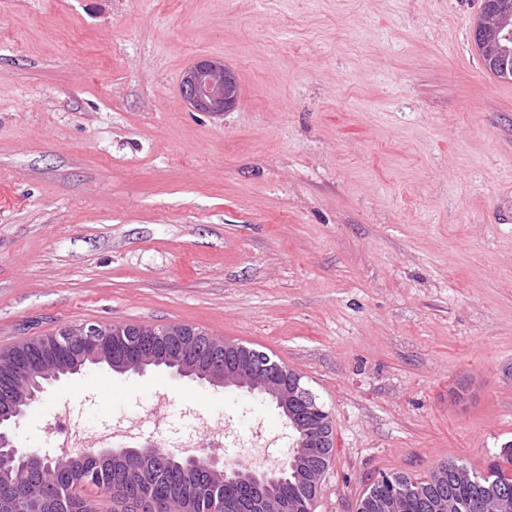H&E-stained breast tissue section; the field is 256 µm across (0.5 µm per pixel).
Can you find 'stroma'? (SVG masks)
Instances as JSON below:
<instances>
[{
    "label": "stroma",
    "instance_id": "35a3bbf8",
    "mask_svg": "<svg viewBox=\"0 0 512 512\" xmlns=\"http://www.w3.org/2000/svg\"><path fill=\"white\" fill-rule=\"evenodd\" d=\"M483 0H0V351L85 321L189 324L298 372L334 452L314 512L381 475L485 470L512 440V78ZM202 57L239 98L195 112ZM170 441L195 416L284 434L274 405L92 367L67 407ZM487 1L488 3H486ZM491 1L496 0L484 1L483 11L475 26V30L479 32L480 37L475 42L487 69L498 77L512 78V46L511 50L504 49L501 46L505 43L503 46L508 48L507 44L512 43V27H508L507 22L504 20L511 13V4L509 2H502L497 5L499 15L497 31L500 40H502V42H499L493 28H483L484 17L490 8ZM180 93L193 110L220 113L237 101L238 83L223 60L200 58L185 72Z\"/></svg>",
    "mask_w": 512,
    "mask_h": 512
}]
</instances>
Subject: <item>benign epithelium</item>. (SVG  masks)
<instances>
[{
    "label": "benign epithelium",
    "instance_id": "7a95c632",
    "mask_svg": "<svg viewBox=\"0 0 512 512\" xmlns=\"http://www.w3.org/2000/svg\"><path fill=\"white\" fill-rule=\"evenodd\" d=\"M499 38L512 43V27L505 17L512 4L497 5ZM180 93L198 112H225L238 97V83L224 61L201 58L185 72ZM13 364L20 369L17 379L0 391V458H19L29 472L49 465L57 455L37 451L19 452L15 430L28 407L38 402L46 386L78 375L88 368L106 365L112 372L142 374L150 367H164L181 378H190L213 387H246L270 399L291 429L286 465L293 481L303 486L318 484L321 472L311 466L310 449L323 447L329 439L331 418H323L316 396L301 383V376L288 365L269 360L255 347L224 343V359L212 347L209 333L188 324L141 325L123 322L86 321L66 325L49 336L25 341L14 348ZM157 457L151 441L140 448H107L92 459L99 465L136 472L150 466ZM167 462L179 468V479L168 486L166 496L180 499L207 480L230 476L255 488L258 496L245 503H226V512H289L291 504L282 491L283 482L275 474L235 470L213 458L206 470L199 459L181 449L167 453Z\"/></svg>",
    "mask_w": 512,
    "mask_h": 512
}]
</instances>
